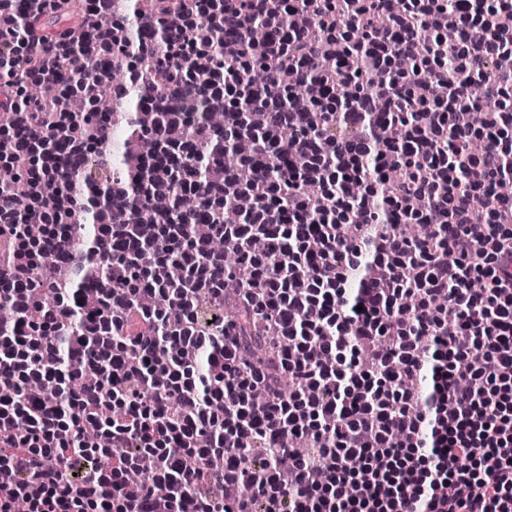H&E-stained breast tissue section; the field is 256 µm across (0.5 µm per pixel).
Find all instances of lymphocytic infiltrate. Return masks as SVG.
Returning <instances> with one entry per match:
<instances>
[{"mask_svg":"<svg viewBox=\"0 0 512 512\" xmlns=\"http://www.w3.org/2000/svg\"><path fill=\"white\" fill-rule=\"evenodd\" d=\"M70 1L0 0V155L31 160L0 165V512H512V0H74L38 26ZM106 83L114 114L132 84L153 106L138 214L111 116L70 107ZM187 144L236 151L185 190L220 252L165 222ZM94 257L106 287L74 297Z\"/></svg>","mask_w":512,"mask_h":512,"instance_id":"lymphocytic-infiltrate-1","label":"lymphocytic infiltrate"}]
</instances>
